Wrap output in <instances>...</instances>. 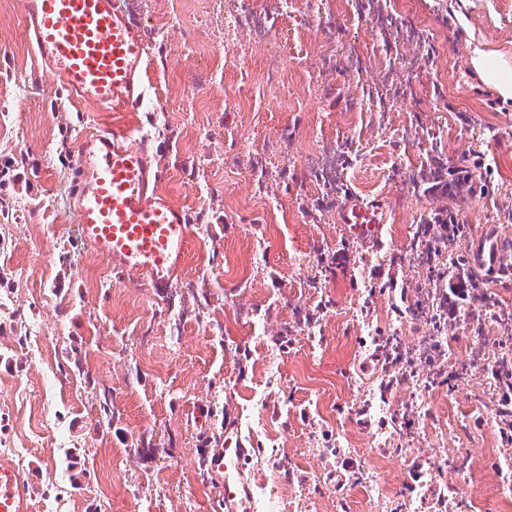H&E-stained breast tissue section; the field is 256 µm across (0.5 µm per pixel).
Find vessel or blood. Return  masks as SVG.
Here are the masks:
<instances>
[{"instance_id":"1","label":"vessel or blood","mask_w":512,"mask_h":512,"mask_svg":"<svg viewBox=\"0 0 512 512\" xmlns=\"http://www.w3.org/2000/svg\"><path fill=\"white\" fill-rule=\"evenodd\" d=\"M23 19L46 73L78 101L115 112L140 111L147 52L140 24L124 0H23ZM156 154L134 129L86 128L73 156L68 205L77 237L130 282L164 295L185 264L192 232L189 212L154 190ZM337 221L361 254L378 245L379 209L345 192ZM481 267H500L496 241L476 248ZM234 403L224 407L218 448L204 462L219 489L223 512H251L244 479L250 456ZM31 488L0 462V512H30Z\"/></svg>"}]
</instances>
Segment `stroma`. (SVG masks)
Listing matches in <instances>:
<instances>
[{"instance_id":"stroma-1","label":"stroma","mask_w":512,"mask_h":512,"mask_svg":"<svg viewBox=\"0 0 512 512\" xmlns=\"http://www.w3.org/2000/svg\"><path fill=\"white\" fill-rule=\"evenodd\" d=\"M406 25L430 19L436 29L434 58L410 73L414 98L378 114L359 112L364 75L351 60H338L325 79L310 84L294 67V53H331L348 44L371 48L365 21L343 7L312 13L307 0H293V22L273 30L288 91L271 100L261 79L264 50L224 28L219 13L203 16L199 0H126L145 28L181 12L191 30L171 29L166 42L149 48L168 59L164 72L147 69L148 90L139 112L76 107L44 73L26 34L21 0H0V96L10 102L12 128L0 132V169L25 156L17 180L0 184V200L31 204L4 249L6 271L0 299H10L11 319L0 320V438L26 447L24 475L35 496L64 490V512H219L214 480L198 482L194 465L215 447L224 423V401L233 399L245 443L265 449L252 457L245 477L267 512H366L363 480L374 470L384 512H442L448 482L463 490L451 512H512L495 484L504 459H512L497 423L484 408L495 405L496 386L471 399L458 393V379L432 382L429 413L404 426L409 391L384 387L373 363L372 337L391 336L393 322L420 301L419 285L438 279L442 267L412 270L374 256L346 263L338 250H352L335 218L304 224L301 208L313 205L298 148L287 166H274L275 209L260 232L244 223L252 210L247 166L224 172V132L234 129L252 147L272 146L282 124L313 129L340 152L344 187L361 200H380L383 247H410L413 220L455 215L467 229L466 243L487 233L512 254V232L492 221L512 208V101L475 77L469 63L479 42L512 59V0H398ZM240 106L229 111L225 97ZM465 110L484 114L488 128L462 125ZM167 112L186 156L197 168L174 169L170 144L153 135L166 176L159 188L176 204L208 211V234H192L183 276L196 290L156 298L151 289L114 279L109 264L76 236L67 203V173L83 123L131 127ZM416 141L400 139L406 127ZM444 139L439 160L445 174L427 183L421 197L404 185L428 140ZM395 270L407 294L381 287L374 270ZM113 278L110 288L99 278ZM268 304L270 336L255 335L240 310ZM320 323L305 335L296 308ZM221 326L222 336L206 333ZM45 338L42 357L30 361L22 341L30 327ZM459 350L483 346L512 352V339L496 319L471 329L449 326ZM387 390L390 409L361 419V390ZM111 411L101 415L102 402ZM55 423L43 428L45 419ZM388 427L392 446L373 449V432ZM346 448L358 470L337 488L330 471H318L320 448ZM280 467H268L266 456ZM458 461L455 471L437 458ZM434 463L426 492L410 488L413 460Z\"/></svg>"}]
</instances>
